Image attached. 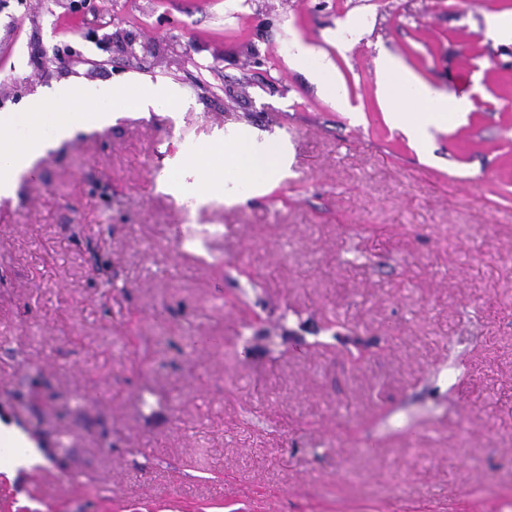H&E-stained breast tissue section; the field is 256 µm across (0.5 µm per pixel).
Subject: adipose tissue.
<instances>
[{
  "mask_svg": "<svg viewBox=\"0 0 512 512\" xmlns=\"http://www.w3.org/2000/svg\"><path fill=\"white\" fill-rule=\"evenodd\" d=\"M378 82L376 97L385 121L399 129L409 144L424 151L434 132L448 124H461L471 108L467 98H451L436 92L403 61L390 53H380L377 61ZM132 89L115 85L98 91L87 90L75 83L57 84L32 96L24 112L0 120V161L8 162L0 172V195L10 194L19 174L28 169L37 157L39 148L51 145L67 136L68 115L72 112H111L126 104ZM405 97L411 109L399 111L395 103ZM39 113L53 116L52 128L32 124ZM282 162L280 155L252 150L245 142L231 141L224 147L223 156L205 155L202 160L201 190L224 183L225 166H233L238 179L246 180L260 173L276 171ZM46 455L15 423L0 420V473L14 477L19 470L45 463Z\"/></svg>",
  "mask_w": 512,
  "mask_h": 512,
  "instance_id": "1",
  "label": "adipose tissue"
}]
</instances>
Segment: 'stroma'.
I'll return each instance as SVG.
<instances>
[{"label": "stroma", "instance_id": "35a3bbf8", "mask_svg": "<svg viewBox=\"0 0 512 512\" xmlns=\"http://www.w3.org/2000/svg\"><path fill=\"white\" fill-rule=\"evenodd\" d=\"M490 12L512 0H0V116L59 83L173 91L0 199V413L48 459L0 474V512H512V44ZM117 25L153 51L123 61ZM382 51L471 103L428 157L383 118ZM232 137L286 168L198 195V153ZM486 34L495 40L512 42V15L494 14L486 18Z\"/></svg>", "mask_w": 512, "mask_h": 512}]
</instances>
